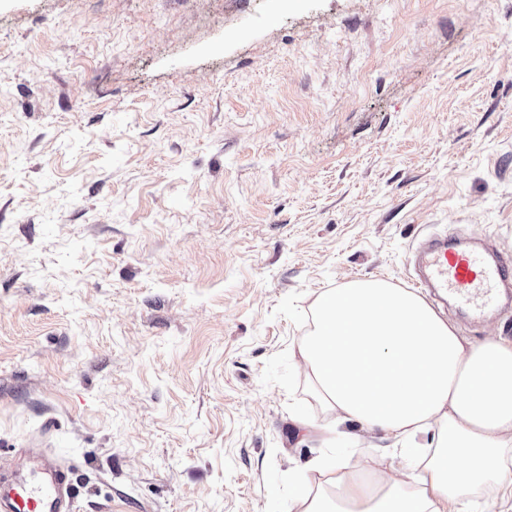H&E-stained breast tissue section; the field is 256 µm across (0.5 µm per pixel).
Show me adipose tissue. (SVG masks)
Segmentation results:
<instances>
[{"label": "adipose tissue", "mask_w": 512, "mask_h": 512, "mask_svg": "<svg viewBox=\"0 0 512 512\" xmlns=\"http://www.w3.org/2000/svg\"><path fill=\"white\" fill-rule=\"evenodd\" d=\"M299 353L338 423L435 448L414 481L339 475L305 512H447L488 484L512 500V341L466 343L417 293L367 279L320 294Z\"/></svg>", "instance_id": "obj_1"}]
</instances>
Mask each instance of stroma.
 <instances>
[{"label":"stroma","mask_w":512,"mask_h":512,"mask_svg":"<svg viewBox=\"0 0 512 512\" xmlns=\"http://www.w3.org/2000/svg\"><path fill=\"white\" fill-rule=\"evenodd\" d=\"M444 231L512 258V0H9L0 474L43 439L75 512L368 477L393 437L339 429L299 348L323 291L408 287Z\"/></svg>","instance_id":"stroma-1"}]
</instances>
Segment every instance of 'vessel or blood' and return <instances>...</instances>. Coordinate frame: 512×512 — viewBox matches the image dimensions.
Here are the masks:
<instances>
[{
    "label": "vessel or blood",
    "mask_w": 512,
    "mask_h": 512,
    "mask_svg": "<svg viewBox=\"0 0 512 512\" xmlns=\"http://www.w3.org/2000/svg\"><path fill=\"white\" fill-rule=\"evenodd\" d=\"M425 273L415 291L440 289L474 314L500 307L501 289L512 282V261L492 258L477 248L461 249L448 237L433 240L424 254ZM21 462L0 478V512H73V471L50 449L31 443L19 451Z\"/></svg>",
    "instance_id": "b4317fda"
}]
</instances>
